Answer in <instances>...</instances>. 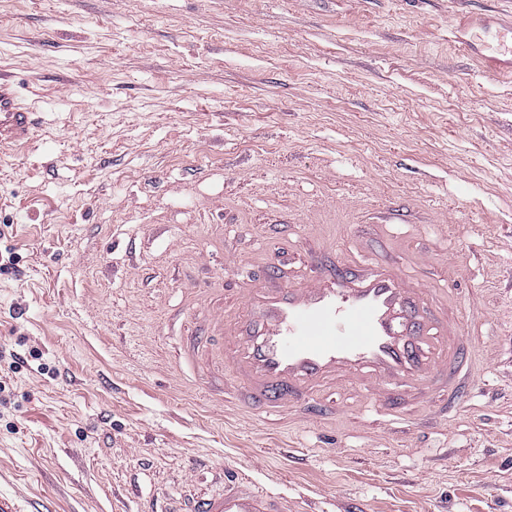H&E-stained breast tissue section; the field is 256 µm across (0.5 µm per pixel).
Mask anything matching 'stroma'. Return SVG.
Masks as SVG:
<instances>
[{
	"mask_svg": "<svg viewBox=\"0 0 512 512\" xmlns=\"http://www.w3.org/2000/svg\"><path fill=\"white\" fill-rule=\"evenodd\" d=\"M456 0H0L41 117L0 154V492L161 512L229 466L297 512H512V79ZM391 263L444 294L472 381L402 431L361 388L282 428L179 349L247 273ZM237 268H226L225 257Z\"/></svg>",
	"mask_w": 512,
	"mask_h": 512,
	"instance_id": "stroma-1",
	"label": "stroma"
}]
</instances>
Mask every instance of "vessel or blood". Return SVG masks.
I'll return each mask as SVG.
<instances>
[{"mask_svg": "<svg viewBox=\"0 0 512 512\" xmlns=\"http://www.w3.org/2000/svg\"><path fill=\"white\" fill-rule=\"evenodd\" d=\"M453 39L486 71L512 78V16L462 13ZM39 124L13 76L0 72V151L31 142ZM304 263L309 274L299 284L268 266L241 289L242 315L211 322L204 342L184 350L185 363L227 366L232 403L279 417L293 408L335 411L326 391L340 379L393 411L462 387L469 338L447 301L392 266L325 265L311 254ZM176 512H288V500L229 473L220 491L184 496Z\"/></svg>", "mask_w": 512, "mask_h": 512, "instance_id": "obj_1", "label": "vessel or blood"}]
</instances>
